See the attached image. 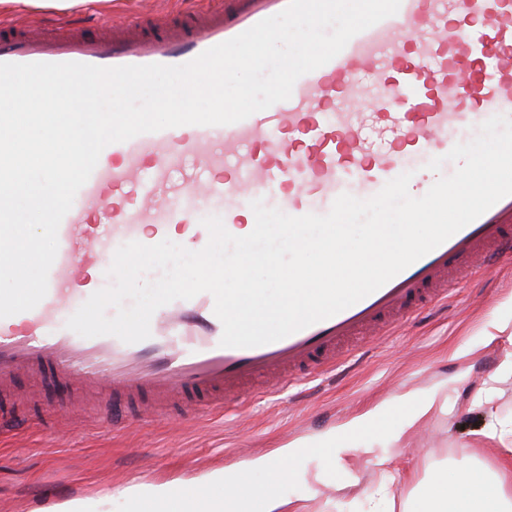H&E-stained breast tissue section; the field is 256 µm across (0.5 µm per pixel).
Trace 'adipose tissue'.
<instances>
[{
	"label": "adipose tissue",
	"mask_w": 512,
	"mask_h": 512,
	"mask_svg": "<svg viewBox=\"0 0 512 512\" xmlns=\"http://www.w3.org/2000/svg\"><path fill=\"white\" fill-rule=\"evenodd\" d=\"M403 418L397 430L386 432L391 447H401L405 435L448 403L439 391L400 399ZM433 495H422L405 512H512V462L502 461L489 468L480 464L460 465L453 479H445L440 469L427 478Z\"/></svg>",
	"instance_id": "1"
}]
</instances>
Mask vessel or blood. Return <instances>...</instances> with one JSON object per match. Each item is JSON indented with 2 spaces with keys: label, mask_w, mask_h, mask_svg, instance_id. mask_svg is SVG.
<instances>
[{
  "label": "vessel or blood",
  "mask_w": 512,
  "mask_h": 512,
  "mask_svg": "<svg viewBox=\"0 0 512 512\" xmlns=\"http://www.w3.org/2000/svg\"><path fill=\"white\" fill-rule=\"evenodd\" d=\"M288 0H233L232 6L166 10L122 26L85 15L79 33L57 36L30 24H0V62H79L102 67L181 65L276 15ZM512 116V0H401L398 12L355 35L324 66L301 76L289 99L229 125H183L106 146L58 230L48 291L32 310L0 318V385L23 372L56 373L111 389L102 427L133 416L163 419L223 411L253 386L292 385L335 371L366 343L393 336L418 311L447 302L477 272L512 256V196L345 310L286 338L252 348L221 346L214 298L203 292L159 308L149 339L127 344L84 338L61 314L98 289L115 251L154 245L189 225V250L209 234L201 224L210 202L239 235L240 211L260 199L292 216L327 214L348 193L377 194L411 173L409 192L423 196L438 174H451L453 146L480 124ZM443 158L440 173L427 163ZM49 416L16 414L0 398V430L12 432ZM243 455L224 479L204 481L163 502L129 498L127 512H185L235 490L240 512H262Z\"/></svg>",
  "instance_id": "vessel-or-blood-1"
}]
</instances>
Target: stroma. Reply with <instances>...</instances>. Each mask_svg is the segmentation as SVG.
<instances>
[{
  "label": "stroma",
  "instance_id": "stroma-1",
  "mask_svg": "<svg viewBox=\"0 0 512 512\" xmlns=\"http://www.w3.org/2000/svg\"><path fill=\"white\" fill-rule=\"evenodd\" d=\"M509 315L512 260L471 278L446 305L418 314L387 344L335 376L315 377L293 390L253 392L220 415L136 423L120 432L102 428L95 413L76 409L77 389L50 376H19L17 390L37 392L55 415L48 427L0 437V504L8 512H55L56 505L79 497L90 512H126L124 494L135 483H192L223 469L241 448L249 449L251 460L271 459L281 448L319 440L375 407L389 410L382 430H396L403 414L399 397L438 386L449 411L406 436L397 454L412 477L394 484L390 498L378 495L384 476L372 460L388 452L379 432L353 438L342 466L327 450L299 456L292 462L296 477L280 490L297 512H401L435 465L452 471L476 458L493 467L504 456L503 445L479 432L494 420L512 424V379L501 384L491 407L473 402L512 351L505 341L486 343L485 328L493 317ZM316 471L328 482L314 491L308 476Z\"/></svg>",
  "mask_w": 512,
  "mask_h": 512
}]
</instances>
